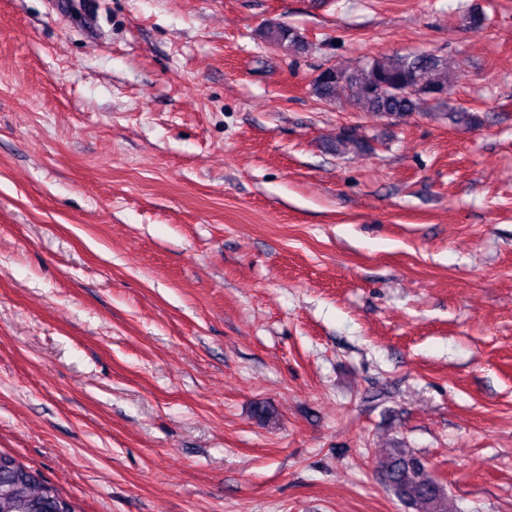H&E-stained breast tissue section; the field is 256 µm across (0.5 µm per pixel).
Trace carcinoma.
I'll return each instance as SVG.
<instances>
[{
  "label": "carcinoma",
  "mask_w": 512,
  "mask_h": 512,
  "mask_svg": "<svg viewBox=\"0 0 512 512\" xmlns=\"http://www.w3.org/2000/svg\"><path fill=\"white\" fill-rule=\"evenodd\" d=\"M268 43L293 53L308 49L304 37L286 24L263 27ZM448 58L429 51L373 57L355 66L332 65L311 83L319 100L345 98L361 112L383 117H404L424 112L430 101L450 94ZM338 154L366 150L353 133H341L330 144ZM383 485L413 512H448V494L429 472L427 462L411 448H391L379 466ZM68 503L56 488L21 463L0 466V512H62Z\"/></svg>",
  "instance_id": "carcinoma-1"
}]
</instances>
